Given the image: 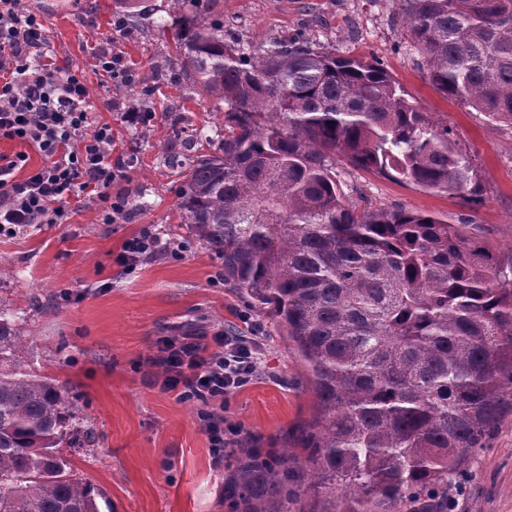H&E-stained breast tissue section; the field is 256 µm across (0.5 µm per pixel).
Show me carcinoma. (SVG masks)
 Listing matches in <instances>:
<instances>
[{"mask_svg":"<svg viewBox=\"0 0 512 512\" xmlns=\"http://www.w3.org/2000/svg\"><path fill=\"white\" fill-rule=\"evenodd\" d=\"M173 2L179 71L224 104L217 152L184 170V223L309 365V488L355 495L331 512L410 509L512 401V261L465 224L358 210L336 157L430 193L467 190L472 163L379 62L285 39L252 51L202 0ZM396 3L433 88L512 127V0ZM22 343L0 308V512H102L60 454L90 445L88 419ZM258 472L239 469L249 512H265Z\"/></svg>","mask_w":512,"mask_h":512,"instance_id":"cac0c4a2","label":"carcinoma"}]
</instances>
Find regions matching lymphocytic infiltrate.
Returning a JSON list of instances; mask_svg holds the SVG:
<instances>
[{
    "instance_id": "1",
    "label": "lymphocytic infiltrate",
    "mask_w": 512,
    "mask_h": 512,
    "mask_svg": "<svg viewBox=\"0 0 512 512\" xmlns=\"http://www.w3.org/2000/svg\"><path fill=\"white\" fill-rule=\"evenodd\" d=\"M47 32L36 14L17 0H0V138L18 142L20 151L0 154V236H13L41 224H62L73 196L96 202L102 223L125 215L110 188L123 175L112 159V127L87 130L89 90L79 70L57 63L46 52ZM42 163L30 168V151ZM24 179H17L18 171ZM173 241L146 232L129 239L118 263L134 271L146 258L174 252ZM263 356L258 336L215 333L166 338L152 365L162 370L161 387L185 399L227 402L257 373Z\"/></svg>"
}]
</instances>
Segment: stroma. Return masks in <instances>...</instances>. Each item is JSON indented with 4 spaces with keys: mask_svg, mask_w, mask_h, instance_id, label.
I'll list each match as a JSON object with an SVG mask.
<instances>
[{
    "mask_svg": "<svg viewBox=\"0 0 512 512\" xmlns=\"http://www.w3.org/2000/svg\"><path fill=\"white\" fill-rule=\"evenodd\" d=\"M152 12L127 24V0H18L40 15L48 50L78 69L89 88L88 125L112 126V157L128 164L111 188L125 204L116 224L100 221L94 201L71 206L67 223L44 224L0 237V307L16 316L29 341L32 367L69 381L90 421L93 442L63 454L92 483L112 512H247L233 487L241 459L255 453L264 475L266 512H282L286 492L305 486L312 471L302 434L316 414L311 377L275 318L253 312L224 269L192 237L178 209L179 164L209 154L207 137L224 111L187 82L171 80L175 43L160 29L172 0H145ZM225 38L266 45L309 39L342 54L381 61L435 121L448 125L476 173L470 191L433 194L336 161L349 203L362 209H406L467 225L502 261L512 260V128L486 121L445 99L428 82L395 0H217ZM124 68L100 71L99 50ZM157 72L158 81L142 78ZM151 112L149 124L125 127L120 108ZM152 232L180 243L174 254L144 260L134 272L117 258L124 242ZM259 325L263 359L253 380L224 411L239 429L229 460L210 447L204 405L165 392L148 360L165 337L249 335ZM294 462L291 476L276 463ZM437 512H512V407L504 406L480 448L452 475Z\"/></svg>",
    "mask_w": 512,
    "mask_h": 512,
    "instance_id": "obj_1",
    "label": "stroma"
}]
</instances>
